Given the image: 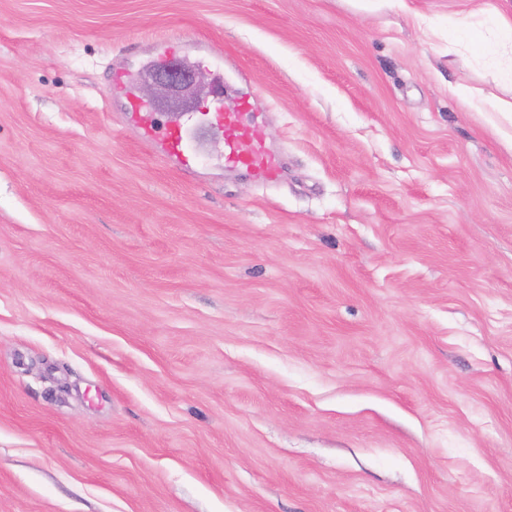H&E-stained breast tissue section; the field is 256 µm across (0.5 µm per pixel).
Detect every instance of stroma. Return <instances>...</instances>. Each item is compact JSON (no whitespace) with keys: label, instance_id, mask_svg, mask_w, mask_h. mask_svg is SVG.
<instances>
[{"label":"stroma","instance_id":"stroma-1","mask_svg":"<svg viewBox=\"0 0 512 512\" xmlns=\"http://www.w3.org/2000/svg\"><path fill=\"white\" fill-rule=\"evenodd\" d=\"M488 2L0 0V512H512ZM161 59L276 183L141 138ZM250 94L242 93L239 102L224 112H213L210 125L224 127V161L248 169L262 183L272 182L280 173V161L276 153L265 144L260 126L247 120L241 112L250 105Z\"/></svg>","mask_w":512,"mask_h":512}]
</instances>
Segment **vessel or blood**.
Returning <instances> with one entry per match:
<instances>
[{"mask_svg": "<svg viewBox=\"0 0 512 512\" xmlns=\"http://www.w3.org/2000/svg\"><path fill=\"white\" fill-rule=\"evenodd\" d=\"M249 93H242L236 106L212 113L211 124L224 129V160L226 163L248 169L262 183L277 179L280 161L276 153L265 144L260 126L246 119L250 107ZM129 119L139 128L142 137L150 141L155 151L182 167H191L195 161L194 142L197 124L171 121L164 135H157L152 106L144 101L131 103Z\"/></svg>", "mask_w": 512, "mask_h": 512, "instance_id": "b4317fda", "label": "vessel or blood"}]
</instances>
